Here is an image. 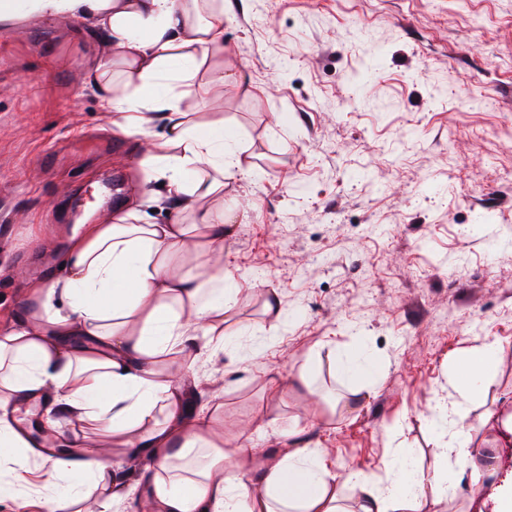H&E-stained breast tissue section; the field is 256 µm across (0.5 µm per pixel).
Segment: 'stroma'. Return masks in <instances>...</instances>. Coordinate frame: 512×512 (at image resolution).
I'll list each match as a JSON object with an SVG mask.
<instances>
[{
	"instance_id": "1",
	"label": "stroma",
	"mask_w": 512,
	"mask_h": 512,
	"mask_svg": "<svg viewBox=\"0 0 512 512\" xmlns=\"http://www.w3.org/2000/svg\"><path fill=\"white\" fill-rule=\"evenodd\" d=\"M223 2L224 63L242 79L195 118L223 119L252 173L224 187L238 292L223 347L197 341L190 405L217 400L225 440L249 448L285 452L296 429L340 474L428 470L467 348L499 357L471 436L512 408V0ZM98 58L89 21L0 28V327L95 220L69 214L68 194L115 175L120 203L169 220L164 180H147L143 146L85 78ZM272 294L287 320L267 313ZM343 352L384 366L356 399L332 375ZM498 455L490 479L449 464L447 512H493L492 490L512 484V447ZM48 465H14L28 491L0 512H48L34 492Z\"/></svg>"
}]
</instances>
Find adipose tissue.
<instances>
[{"instance_id":"obj_1","label":"adipose tissue","mask_w":512,"mask_h":512,"mask_svg":"<svg viewBox=\"0 0 512 512\" xmlns=\"http://www.w3.org/2000/svg\"><path fill=\"white\" fill-rule=\"evenodd\" d=\"M46 18L89 20L100 32L103 60L89 78L104 111L123 135L147 138L146 165L167 182L169 223L144 222L129 206L84 225L70 241L62 275L31 283L22 317L0 329V464L35 448L53 456L42 488L50 512H109L134 499V512H346L343 489L360 491L358 512H420L424 489L433 505L447 497L443 471L450 451L461 468L488 448L512 446V412L481 445L467 439L465 403L479 398L498 350L481 344L454 364L456 402L442 413L456 433L436 453L430 474L405 471L388 483L352 471L336 475L322 448L263 455L224 439L215 412L185 418L193 362L164 371L169 354L213 334L232 299L225 272V180L241 174L223 120L193 122L184 91L200 70L225 81L222 0H0V23ZM163 142L147 137L154 117ZM195 272L176 263L187 252ZM76 421L109 436L113 447L86 438L82 459L72 437L54 428L26 431L20 417L45 399ZM121 448L113 456V448ZM133 475L127 485L125 475Z\"/></svg>"}]
</instances>
